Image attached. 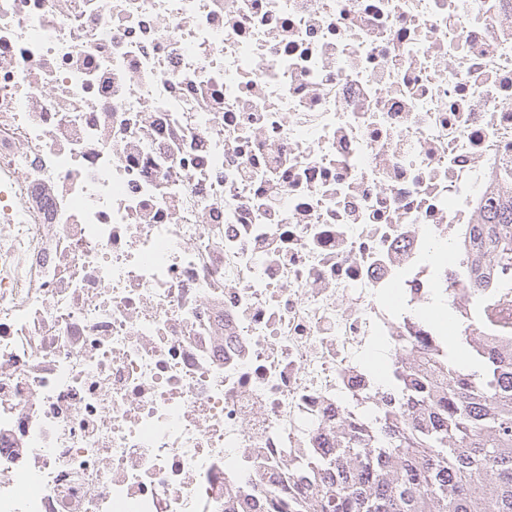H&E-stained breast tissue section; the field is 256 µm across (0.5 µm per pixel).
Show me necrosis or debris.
I'll return each instance as SVG.
<instances>
[{
    "mask_svg": "<svg viewBox=\"0 0 512 512\" xmlns=\"http://www.w3.org/2000/svg\"><path fill=\"white\" fill-rule=\"evenodd\" d=\"M512 201V0H0V512H260L420 373Z\"/></svg>",
    "mask_w": 512,
    "mask_h": 512,
    "instance_id": "obj_1",
    "label": "necrosis or debris"
}]
</instances>
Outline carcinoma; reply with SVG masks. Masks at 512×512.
Wrapping results in <instances>:
<instances>
[{
	"instance_id": "obj_1",
	"label": "carcinoma",
	"mask_w": 512,
	"mask_h": 512,
	"mask_svg": "<svg viewBox=\"0 0 512 512\" xmlns=\"http://www.w3.org/2000/svg\"><path fill=\"white\" fill-rule=\"evenodd\" d=\"M484 245L501 281L512 279V209L490 203ZM468 372L451 350L432 356V376L392 373L399 416L349 424L336 456L296 464L300 480L321 472L314 495L268 492L270 512H512V355L473 346Z\"/></svg>"
}]
</instances>
